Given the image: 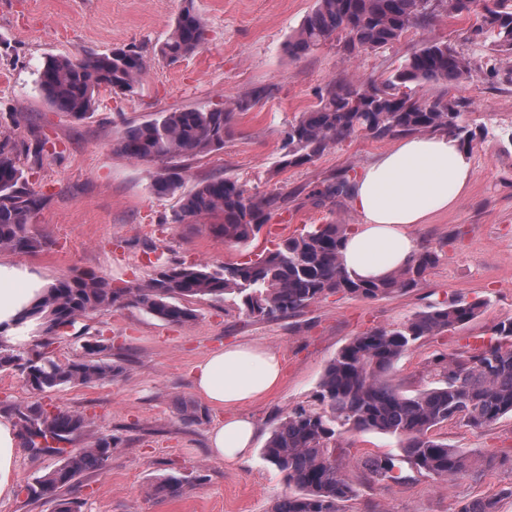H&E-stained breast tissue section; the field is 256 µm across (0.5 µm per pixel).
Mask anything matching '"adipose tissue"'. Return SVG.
Here are the masks:
<instances>
[{"label": "adipose tissue", "instance_id": "1", "mask_svg": "<svg viewBox=\"0 0 512 512\" xmlns=\"http://www.w3.org/2000/svg\"><path fill=\"white\" fill-rule=\"evenodd\" d=\"M472 175L469 153L447 133L406 138L376 156L350 188V204L360 222L344 241L346 273L356 280H375L406 266L417 250L411 225L456 206ZM46 286L20 268L0 264V332H14L17 319ZM281 377L278 355L260 345L227 346L195 364L197 395L226 414L208 432L213 458L233 462L247 456L256 429L243 410L270 393ZM18 440L12 422L0 418V498L10 497L20 482Z\"/></svg>", "mask_w": 512, "mask_h": 512}]
</instances>
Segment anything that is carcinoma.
Segmentation results:
<instances>
[{
    "mask_svg": "<svg viewBox=\"0 0 512 512\" xmlns=\"http://www.w3.org/2000/svg\"><path fill=\"white\" fill-rule=\"evenodd\" d=\"M443 10L452 17L479 12L470 39L491 36L500 50L512 54V0H315L313 10L288 37V56L306 55L334 39L347 56L390 46L416 24ZM210 29L194 6L187 4L162 42L148 52L115 47L109 53H90L81 59L50 56L39 72L38 85L47 101L75 121L95 110L99 94H133L154 58L176 63L204 49ZM475 68L464 54L446 42H430L414 52L388 79L366 85L343 77L327 84L317 105L284 130L282 164L302 166L358 133L375 138L446 132L471 149L477 134L465 112L443 99L420 100L410 86L442 83L457 87L472 79ZM259 95V92H254ZM252 95V96H254ZM252 96L230 98L208 110L183 108L130 127L117 150L138 161L160 162L152 191L158 197H178L175 222L193 224L202 216L220 219L214 231L229 244L246 243L268 223L275 200L251 196L235 179L212 177L183 193L184 161L224 149L234 135V119L248 109ZM341 178L314 190L321 198L348 192ZM47 198L29 187L17 162L11 137L0 133V247L14 252L42 250L47 241L31 231L32 214ZM346 224H314L282 239L275 249L243 262L222 266L176 264L160 269L144 286L114 288L94 274H79L49 285L17 327L35 324L37 336H58L63 328L92 312L139 308L173 324L195 320L184 301L194 298L240 302L250 317L270 320L292 316L328 294L378 299L407 293L420 286L438 262L429 248L417 252L405 268L380 281L352 279L341 264ZM483 300H455L420 312L392 328H378L352 338L329 362L315 394V404L298 406L271 431L263 458L284 477L292 491L277 498L270 512H340L339 505L356 496L343 475L333 444L344 432H376L397 438L403 462L410 469L441 480L470 475L478 458L434 437V427L457 420L473 428L512 417V317L493 327V338L464 354L439 355L432 360L433 386L414 395L392 383L398 360L419 341L461 328L474 320ZM86 357L59 363L42 352H30L0 336V370L23 366L24 381L46 392L63 385H87L112 378L120 367L100 357L102 344L85 345ZM29 448L52 451L59 464L25 485L28 500L55 497L87 472L112 457L118 441L98 437L78 451L65 450L90 431L83 414L48 413L36 402L13 409ZM393 455L366 463L379 480L397 481L401 462ZM183 480L170 476L152 489L156 498L182 493Z\"/></svg>",
    "mask_w": 512,
    "mask_h": 512,
    "instance_id": "cac0c4a2",
    "label": "carcinoma"
}]
</instances>
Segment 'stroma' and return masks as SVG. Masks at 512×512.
<instances>
[{"label":"stroma","instance_id":"obj_1","mask_svg":"<svg viewBox=\"0 0 512 512\" xmlns=\"http://www.w3.org/2000/svg\"><path fill=\"white\" fill-rule=\"evenodd\" d=\"M210 29L199 53L170 64L159 60L135 94L104 91L83 122L56 111L35 80L47 57L80 58L119 46L149 48L161 42L184 0H0V129L18 143L39 130L49 138L40 166L28 170L34 189L48 198L37 214L35 233L48 244L35 253L0 248V263L27 269L47 281L93 272L112 287L133 288L154 277L157 264L220 266L272 249L280 239L310 224H357L347 196L320 199L315 187L347 177L356 180L394 138L361 133L313 162L282 167V137L288 123L318 102L330 81L361 82L391 76L427 42L448 43L470 58L473 81L458 87L425 83L420 99L441 97L465 105L478 138L469 155L473 179L466 196L449 210L413 225L418 247L439 255L423 285L376 300L332 294L303 312L275 320L247 317L232 300H195L196 320L176 325L128 307L104 309L78 319L52 354L66 363L81 359L85 345L103 341L120 367L111 380L61 386L39 393L25 386L20 369L0 370V416L34 401L77 411L92 419L95 436H114L118 446L107 465L85 474L64 491L74 512H270L287 492L282 474L262 457L271 431L296 406L314 402L321 376L336 352L362 333L389 328L412 315L456 299L485 301L466 327L417 344L396 364L394 382L408 393L427 388L432 359L465 351L512 316V57L491 40L466 37L472 18L438 13L411 28L392 46L349 58L336 41L289 57L285 43L314 0H194ZM264 89V97L237 113L235 134L223 150L187 161L184 190L212 176H230L248 194L272 196L271 217L256 238L225 244L212 218L194 224L173 221L176 200L153 194L157 163L134 161L117 151L127 126L173 108L209 109L231 97ZM22 113L12 123L11 113ZM260 344L283 364L279 386L245 412L258 429L244 459H213L208 432L220 419L196 395L192 370L206 354L235 344ZM437 437L492 466L470 476L441 481L404 470L399 481L378 482L364 464L376 455L399 454L396 438L375 432L337 437L338 461L357 495L342 512H459L462 505L496 498L498 512H512V417L473 429L450 421ZM185 481L181 496H149L166 476Z\"/></svg>","mask_w":512,"mask_h":512}]
</instances>
